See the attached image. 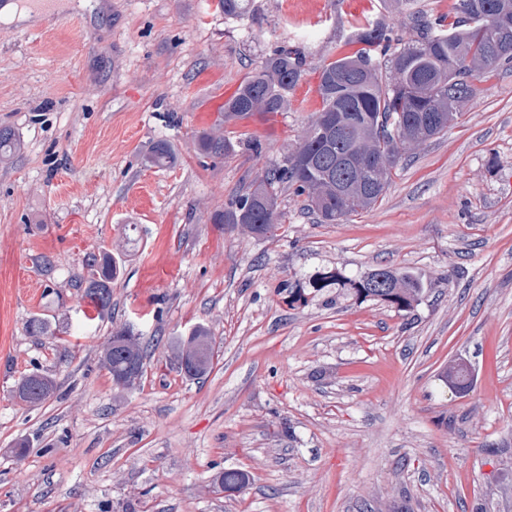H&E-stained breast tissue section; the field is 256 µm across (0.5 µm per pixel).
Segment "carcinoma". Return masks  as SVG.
Wrapping results in <instances>:
<instances>
[{"label": "carcinoma", "mask_w": 512, "mask_h": 512, "mask_svg": "<svg viewBox=\"0 0 512 512\" xmlns=\"http://www.w3.org/2000/svg\"><path fill=\"white\" fill-rule=\"evenodd\" d=\"M416 35L403 40L382 25L357 30L361 48L324 64L317 92L321 109L315 113L282 164L252 181L246 190L211 215L212 223L241 227L265 236L281 223L279 192L287 188L305 197L308 210L320 224L366 211L381 200L392 169L407 151L448 130L461 117L463 104L475 94L474 80L512 62V32L505 34L498 19H512V0H454L453 20L433 17L416 8V0H396ZM226 17L256 19L253 0H217ZM306 72V56L298 48L280 46L261 69L243 82L224 102V121L245 119L256 112H284L288 93ZM202 155L220 157L235 144L219 125L198 137ZM23 149L9 127L0 128V160ZM149 167L168 168L177 156L166 140L157 141L144 158ZM88 275L79 278L83 295L101 311L112 305V279L120 260L110 252L88 260ZM313 291L330 288L364 302H386L410 314L422 302V280L400 269L374 268L355 277L338 271L309 279ZM210 344L209 332L199 326L174 344L177 358L192 377L205 375L211 362L195 363L194 354ZM139 338L128 327L112 332L103 353L113 381L134 383L143 370ZM36 386L43 398L55 392L45 374L26 376L17 390ZM224 488L238 491L249 481L239 469L220 473Z\"/></svg>", "instance_id": "obj_1"}]
</instances>
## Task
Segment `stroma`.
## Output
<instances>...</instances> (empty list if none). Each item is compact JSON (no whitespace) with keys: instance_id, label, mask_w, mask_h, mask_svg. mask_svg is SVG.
I'll return each instance as SVG.
<instances>
[{"instance_id":"stroma-1","label":"stroma","mask_w":512,"mask_h":512,"mask_svg":"<svg viewBox=\"0 0 512 512\" xmlns=\"http://www.w3.org/2000/svg\"><path fill=\"white\" fill-rule=\"evenodd\" d=\"M36 22L0 19V127L25 144L0 166V512H512V64L475 83L462 116L402 158L376 206L316 223L282 191L257 238L211 221L281 163L321 107L318 72L357 24L412 35L393 0H98ZM307 72L288 109L224 126L259 138L205 157L199 134L282 45ZM176 165L148 168L154 142ZM137 227L125 243L124 227ZM121 258L112 308L77 278ZM379 266L428 285L413 313L306 293L310 276ZM35 315L51 335L26 330ZM208 328L185 375L172 343ZM132 326L142 375L101 360ZM466 361L458 393L440 379ZM39 371L57 390L13 389ZM242 469L245 488L218 476ZM253 0H218L216 8L224 13V17L256 19Z\"/></svg>"}]
</instances>
